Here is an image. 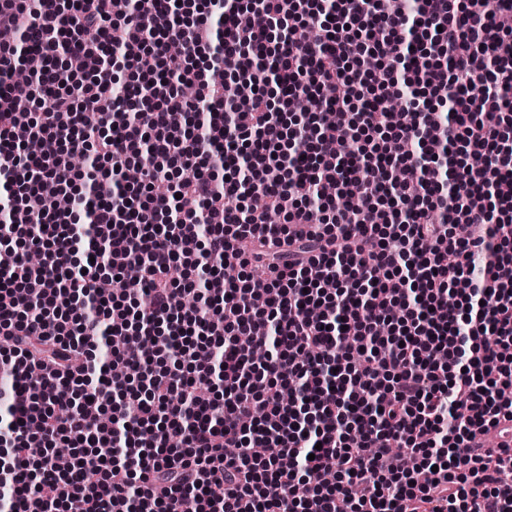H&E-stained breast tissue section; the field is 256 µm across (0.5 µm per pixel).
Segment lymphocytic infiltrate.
<instances>
[{"label":"lymphocytic infiltrate","mask_w":512,"mask_h":512,"mask_svg":"<svg viewBox=\"0 0 512 512\" xmlns=\"http://www.w3.org/2000/svg\"><path fill=\"white\" fill-rule=\"evenodd\" d=\"M253 6L0 0V512H512V0Z\"/></svg>","instance_id":"f902f5d3"}]
</instances>
